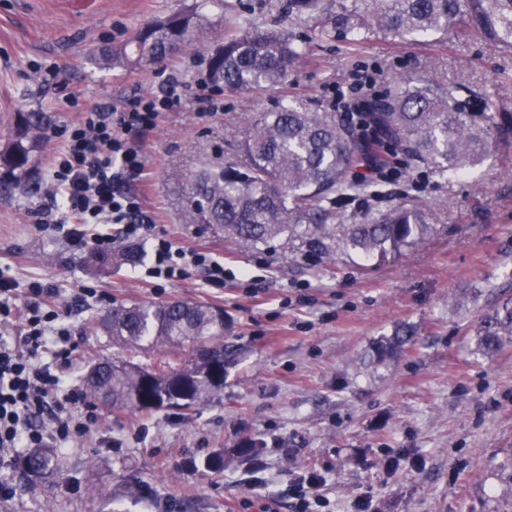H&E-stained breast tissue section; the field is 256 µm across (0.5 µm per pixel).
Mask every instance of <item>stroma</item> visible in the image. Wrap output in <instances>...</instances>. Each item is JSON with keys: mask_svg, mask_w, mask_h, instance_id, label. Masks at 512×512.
Wrapping results in <instances>:
<instances>
[{"mask_svg": "<svg viewBox=\"0 0 512 512\" xmlns=\"http://www.w3.org/2000/svg\"><path fill=\"white\" fill-rule=\"evenodd\" d=\"M194 4L0 0V145L15 113H49L57 128L77 116L71 95L85 106H117L158 90L160 68L99 69L91 58ZM206 14L193 49L172 62L187 85L184 103L161 113L141 138L146 172L131 188L145 196L157 233L223 262V287L196 272L147 285L145 240L137 263L93 271L86 252L71 251L62 233L40 231L45 159L60 146L55 138L36 152L26 192H0V268L19 284L57 288L77 343L66 383L79 389L89 364L121 354L95 328L109 303H78L79 288L108 291L116 303L183 299L223 307L224 341L234 351L224 390L188 417L100 407L106 426L91 427L60 453L49 482L0 468V480L18 486L0 512H253L245 480L257 472L284 489L310 462L328 471L331 512H351L361 498L371 500V512H512V342L482 354L473 335L478 316L512 295V137L468 177L403 163L375 180L381 197L337 200V211L357 222L408 194L439 225L431 239L381 265L340 253L330 261L282 238L243 250L199 222L189 201L200 171L239 160L238 145L259 113L294 97L335 110L363 72L376 94L417 74L462 86L476 102L493 99L512 116V53L455 38H379L356 50L319 40L307 21L270 10L269 0H224ZM229 18L292 29L307 47L295 76L256 92L211 88L207 54ZM401 325L414 332L401 355L371 362L372 342ZM252 444L261 447L256 462L244 452Z\"/></svg>", "mask_w": 512, "mask_h": 512, "instance_id": "35a3bbf8", "label": "stroma"}]
</instances>
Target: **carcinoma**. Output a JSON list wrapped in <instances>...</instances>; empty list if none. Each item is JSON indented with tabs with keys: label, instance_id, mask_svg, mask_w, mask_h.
Listing matches in <instances>:
<instances>
[{
	"label": "carcinoma",
	"instance_id": "1",
	"mask_svg": "<svg viewBox=\"0 0 512 512\" xmlns=\"http://www.w3.org/2000/svg\"><path fill=\"white\" fill-rule=\"evenodd\" d=\"M223 0H201L140 29L132 48L104 54L112 68L129 63L154 67L194 44L202 27V9ZM288 13L312 23L322 40L343 39L364 47L375 38L409 40L416 36L478 40L512 50V0H287ZM306 55L304 43L281 28H226L224 41L208 57L207 80L217 88L248 91L288 82ZM45 112H19L13 136L0 150V188L25 189L33 153L51 137ZM512 133L506 116L488 103L473 111L471 98L454 86L425 78H400L387 93L366 100L362 112L313 110L307 103L261 112L241 145L242 160L202 170L191 188V202L202 220L224 230V237L245 248L284 238L329 252L386 263L405 248L436 232L423 205L403 196L346 223L336 198L363 189L360 170L390 165L397 156L439 175L469 172L496 139ZM140 258L135 244L119 242L115 252L95 253L102 271ZM112 344L130 353L162 348L167 357L152 365L104 358L85 375L93 403L146 412L164 408L191 410L220 396L218 376L232 352L224 345V308L202 301L117 303L97 322ZM405 328L382 336L372 346L384 362L411 341ZM477 350L485 353L512 341V297L503 298L477 321ZM18 468L30 479L58 472L50 449L20 456Z\"/></svg>",
	"mask_w": 512,
	"mask_h": 512
}]
</instances>
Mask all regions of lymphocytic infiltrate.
<instances>
[{
  "instance_id": "f902f5d3",
  "label": "lymphocytic infiltrate",
  "mask_w": 512,
  "mask_h": 512,
  "mask_svg": "<svg viewBox=\"0 0 512 512\" xmlns=\"http://www.w3.org/2000/svg\"><path fill=\"white\" fill-rule=\"evenodd\" d=\"M184 94L185 83L173 71L163 79L160 92L131 96L117 107L88 108L59 129L61 148L46 163L49 206L42 223L65 229L72 250L90 244L99 252L111 251V234L89 238L84 225H120L125 238L151 240L149 277L181 280L193 269L209 285L220 287L223 263L155 234L153 213L127 186L128 180L142 177L145 171L137 147L140 136L156 127L160 113L178 107ZM21 295L26 298L22 304L17 301ZM63 317L57 288L32 281L22 289L0 270V464H13L22 448L64 451L99 421L94 410L70 411L82 396L64 384L76 343ZM326 482L313 469L298 474L289 489L293 512H321L328 507Z\"/></svg>"
}]
</instances>
